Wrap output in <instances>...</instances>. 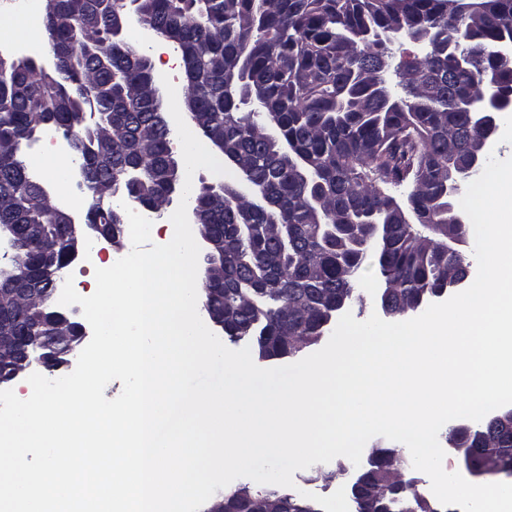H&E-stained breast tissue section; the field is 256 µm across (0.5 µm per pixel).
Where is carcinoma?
Returning a JSON list of instances; mask_svg holds the SVG:
<instances>
[{"instance_id":"cac0c4a2","label":"carcinoma","mask_w":512,"mask_h":512,"mask_svg":"<svg viewBox=\"0 0 512 512\" xmlns=\"http://www.w3.org/2000/svg\"><path fill=\"white\" fill-rule=\"evenodd\" d=\"M43 33L52 66L0 52V236L12 243L11 268L0 270V335L24 337L0 353V382H12L33 348L52 372L75 343L54 339L59 321L50 282L81 243L68 213L52 212L41 181L20 159V146L50 125L71 140L92 203L86 223L124 224L102 186L144 210L180 184L173 128L149 60L123 39L124 16L138 13L156 36L177 45L184 63L189 126L219 152L233 155L238 180L201 185L193 209L213 225L204 302L224 317L229 340H248L267 356L297 354L341 298L352 295L347 266L371 245V224H386L375 245L378 271L392 285L380 303L396 315L448 284V268L465 262L445 242L457 211L448 184L479 170L469 156L448 154L438 124L465 144L479 138L469 110L492 83L512 94V67L496 58L512 39V0H43ZM422 42L429 52L401 69L403 95L389 93L387 43ZM374 94L358 99L359 73ZM255 102L263 120L240 106ZM285 138L316 167H297ZM261 190L257 211L237 198V181ZM423 183L424 201L401 205L386 186ZM420 209L438 238L413 233ZM472 468L495 475L512 462V415L456 434ZM379 463L360 490L362 512H439L395 460ZM261 498L270 512H323L279 489H236L207 512H249Z\"/></svg>"}]
</instances>
